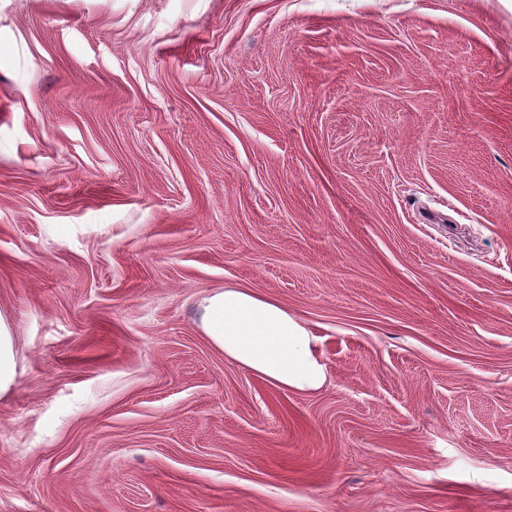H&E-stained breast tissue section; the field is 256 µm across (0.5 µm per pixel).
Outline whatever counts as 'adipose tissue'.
Masks as SVG:
<instances>
[{
	"mask_svg": "<svg viewBox=\"0 0 512 512\" xmlns=\"http://www.w3.org/2000/svg\"><path fill=\"white\" fill-rule=\"evenodd\" d=\"M207 340L225 359L271 384L300 392L327 381L314 337L282 304L250 288H224L199 303Z\"/></svg>",
	"mask_w": 512,
	"mask_h": 512,
	"instance_id": "adipose-tissue-1",
	"label": "adipose tissue"
}]
</instances>
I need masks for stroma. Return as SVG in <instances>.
<instances>
[{"instance_id":"35a3bbf8","label":"stroma","mask_w":512,"mask_h":512,"mask_svg":"<svg viewBox=\"0 0 512 512\" xmlns=\"http://www.w3.org/2000/svg\"><path fill=\"white\" fill-rule=\"evenodd\" d=\"M0 313V512H512V0H0ZM200 323L225 359L271 384L300 392L327 381L314 337L282 304L251 288H224L199 302ZM16 381L15 336L8 317L0 313V395L11 391Z\"/></svg>"}]
</instances>
